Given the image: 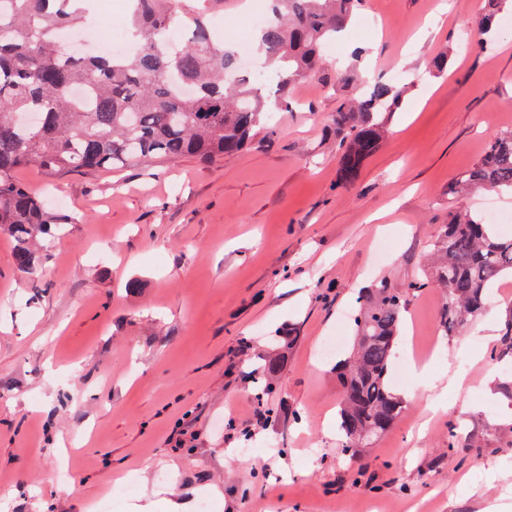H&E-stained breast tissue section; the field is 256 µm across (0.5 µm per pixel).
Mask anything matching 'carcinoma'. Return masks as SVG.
<instances>
[{
    "label": "carcinoma",
    "mask_w": 512,
    "mask_h": 512,
    "mask_svg": "<svg viewBox=\"0 0 512 512\" xmlns=\"http://www.w3.org/2000/svg\"><path fill=\"white\" fill-rule=\"evenodd\" d=\"M269 2L256 48L280 74L279 90L317 73L331 84L321 69L323 50L363 0ZM503 2L488 0L480 33H490ZM222 10L224 0H180L176 10L171 0H136L129 18L135 54L68 57L57 33L85 26L88 0H0V234L14 241L21 274L36 273L35 243L61 234L67 222L15 180L18 169L32 165L53 179L138 162H211L241 152L257 131L273 127L264 83L240 70L237 54L214 39L212 21ZM176 25L185 39L169 50L168 31ZM336 85L354 91L332 119L336 187L347 189L378 151L405 89L380 79L364 85L353 65L336 68ZM76 87L85 97L72 94ZM473 189L512 191V131L493 134L448 194L460 201ZM510 274L512 237L493 233L485 217L460 203L440 225L429 274L401 290L381 281L360 297L352 353L336 364L345 451L357 452L356 439L366 431L377 441L406 409L390 377L409 295L443 290L439 326L453 336L483 314L491 284ZM490 358L498 364L512 359V309Z\"/></svg>",
    "instance_id": "obj_1"
}]
</instances>
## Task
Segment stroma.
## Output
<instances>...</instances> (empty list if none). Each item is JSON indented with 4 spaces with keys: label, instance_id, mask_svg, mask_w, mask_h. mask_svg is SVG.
Returning a JSON list of instances; mask_svg holds the SVG:
<instances>
[{
    "label": "stroma",
    "instance_id": "35a3bbf8",
    "mask_svg": "<svg viewBox=\"0 0 512 512\" xmlns=\"http://www.w3.org/2000/svg\"><path fill=\"white\" fill-rule=\"evenodd\" d=\"M484 0H365L327 48L363 51L373 77L408 84L356 183L336 186L340 95L306 79L248 149L202 164L75 172L46 188L71 217L31 277L0 235V512H134L170 492L185 512H512V371L491 364L512 277L465 332L438 325L440 290L409 299L403 341L435 336L425 375L393 379L404 415L349 455L324 341L351 346L355 299L420 275L451 209L448 184L512 129V29L486 52ZM454 46L447 72L429 71ZM274 391L258 396L266 362ZM266 414L250 424L251 407ZM459 423L461 443L448 446Z\"/></svg>",
    "mask_w": 512,
    "mask_h": 512
}]
</instances>
